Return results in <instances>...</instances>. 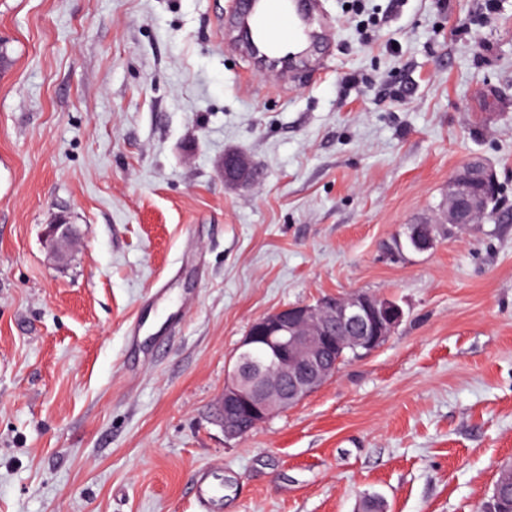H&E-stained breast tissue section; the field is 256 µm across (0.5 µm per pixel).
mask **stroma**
Listing matches in <instances>:
<instances>
[{
  "instance_id": "35a3bbf8",
  "label": "stroma",
  "mask_w": 512,
  "mask_h": 512,
  "mask_svg": "<svg viewBox=\"0 0 512 512\" xmlns=\"http://www.w3.org/2000/svg\"><path fill=\"white\" fill-rule=\"evenodd\" d=\"M233 4L0 0V512H198L215 467L224 512H479L512 463V0H322L285 74L227 40ZM475 158L495 215L390 260ZM353 292L404 320L226 440L251 323ZM45 240L49 242L53 255L58 260H63L66 256V250L73 242L75 235L72 224H69L65 217H60L52 224H47L45 231ZM194 497L204 512L224 510V477L219 471L201 469L194 475Z\"/></svg>"
}]
</instances>
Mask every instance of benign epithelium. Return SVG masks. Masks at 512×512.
I'll use <instances>...</instances> for the list:
<instances>
[{
	"instance_id": "7a95c632",
	"label": "benign epithelium",
	"mask_w": 512,
	"mask_h": 512,
	"mask_svg": "<svg viewBox=\"0 0 512 512\" xmlns=\"http://www.w3.org/2000/svg\"><path fill=\"white\" fill-rule=\"evenodd\" d=\"M241 41L261 67L274 70L281 59L260 51L248 19L239 24ZM224 180L245 187L251 183L247 166L235 157L224 159ZM496 171L472 160L449 180L444 219L433 226L412 224L387 246L388 254L403 259L408 252L422 253L436 246L433 228L445 231L476 224L498 201ZM45 240L62 260L75 238L66 218L46 225ZM405 313L395 299L358 292L331 296L315 304L289 305L252 322L234 356L225 367L224 393L217 419L224 437L238 439L286 411L336 377V350L359 347L371 353L392 335Z\"/></svg>"
}]
</instances>
